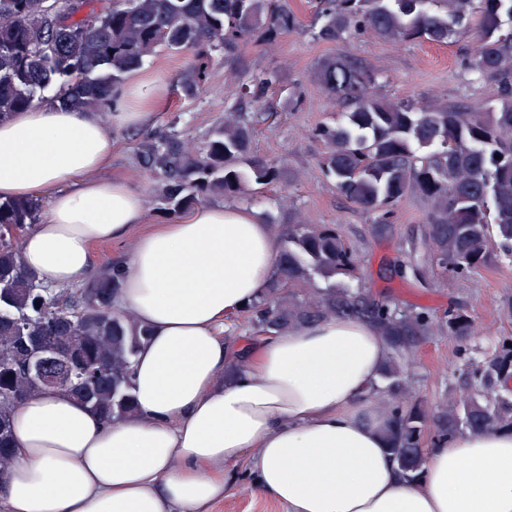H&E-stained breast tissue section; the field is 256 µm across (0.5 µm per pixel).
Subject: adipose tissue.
<instances>
[{"instance_id": "obj_1", "label": "adipose tissue", "mask_w": 512, "mask_h": 512, "mask_svg": "<svg viewBox=\"0 0 512 512\" xmlns=\"http://www.w3.org/2000/svg\"><path fill=\"white\" fill-rule=\"evenodd\" d=\"M160 94L140 77L105 118L47 103L0 121V197L53 191L19 243L45 284L90 275L94 245L146 223L144 194L98 173L113 129L147 125ZM281 249L243 205L203 204L142 233L115 298L151 332L134 359L137 415L108 422L62 391L26 399L0 476L8 512H207L228 488L225 466L243 459L288 512H512V428L434 443L415 482L398 478L369 396L389 350L369 324L226 339L225 319L265 292Z\"/></svg>"}]
</instances>
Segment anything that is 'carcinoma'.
<instances>
[{
	"label": "carcinoma",
	"instance_id": "obj_1",
	"mask_svg": "<svg viewBox=\"0 0 512 512\" xmlns=\"http://www.w3.org/2000/svg\"><path fill=\"white\" fill-rule=\"evenodd\" d=\"M317 38L344 43L372 33L392 42L443 45L467 34L474 46L468 67L493 85L482 106H437L392 101L376 92L377 76L344 54L323 59L320 85L345 112L343 123L316 127L326 151L322 165L336 189L373 215L374 231L387 232L396 205L409 195L425 205V233L412 250L425 267L467 277L493 259L490 226L512 261V0H315ZM296 15L285 0H0V118L29 107L36 93L58 85L61 105L102 106L126 74L156 49L193 48L195 59L181 91L196 95L211 75L213 56L234 54L258 31L292 32ZM283 80L267 69L238 82L231 111L197 144L175 130L154 135L140 151L158 181L168 213L186 211L213 194L239 196L246 182L280 178L274 164L250 155L252 125L268 89ZM248 170H243L242 165ZM45 207L39 196L0 201V475L13 461L17 408L33 394L55 389L89 405L106 419L135 415L133 359L149 336L130 315L116 311L114 267L83 288L42 283L23 265L18 240ZM275 277L251 303V322L266 333L286 332L336 317L368 321L388 343L381 372L387 438L399 476L414 481L423 439L464 430L512 427V337L468 372L467 388L428 411L412 402L411 375L418 343L438 331L476 335L472 320L454 310L443 320L423 308L349 286L315 295L303 284L314 271L354 277L356 252L318 224H288Z\"/></svg>",
	"mask_w": 512,
	"mask_h": 512
}]
</instances>
